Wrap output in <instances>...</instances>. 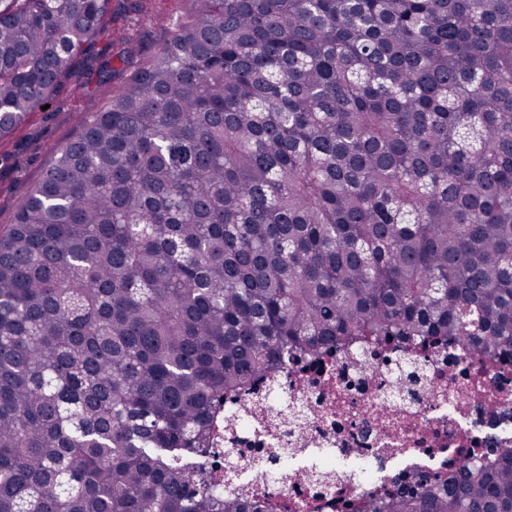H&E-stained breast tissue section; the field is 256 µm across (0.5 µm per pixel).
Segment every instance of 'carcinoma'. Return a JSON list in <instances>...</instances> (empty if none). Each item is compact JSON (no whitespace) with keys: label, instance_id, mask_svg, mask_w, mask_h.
<instances>
[{"label":"carcinoma","instance_id":"obj_1","mask_svg":"<svg viewBox=\"0 0 512 512\" xmlns=\"http://www.w3.org/2000/svg\"><path fill=\"white\" fill-rule=\"evenodd\" d=\"M111 0H0V138ZM0 233V512H262L179 458L297 348L512 349V0H187ZM358 512H512V447Z\"/></svg>","mask_w":512,"mask_h":512}]
</instances>
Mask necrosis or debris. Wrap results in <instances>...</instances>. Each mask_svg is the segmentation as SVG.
Listing matches in <instances>:
<instances>
[{
    "instance_id": "4bbe7bcc",
    "label": "necrosis or debris",
    "mask_w": 512,
    "mask_h": 512,
    "mask_svg": "<svg viewBox=\"0 0 512 512\" xmlns=\"http://www.w3.org/2000/svg\"><path fill=\"white\" fill-rule=\"evenodd\" d=\"M212 439L214 452L191 466L225 495L265 512H346L413 472L511 448L512 365L472 346L359 336L225 397ZM312 449L331 466L311 463ZM370 460L374 478L359 481L354 464Z\"/></svg>"
}]
</instances>
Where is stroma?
<instances>
[{
  "mask_svg": "<svg viewBox=\"0 0 512 512\" xmlns=\"http://www.w3.org/2000/svg\"><path fill=\"white\" fill-rule=\"evenodd\" d=\"M184 6L185 0H111L106 28L77 56L61 93L0 139V231L12 224L53 149L74 138L84 119L122 88L127 69L154 50Z\"/></svg>",
  "mask_w": 512,
  "mask_h": 512,
  "instance_id": "1",
  "label": "stroma"
}]
</instances>
